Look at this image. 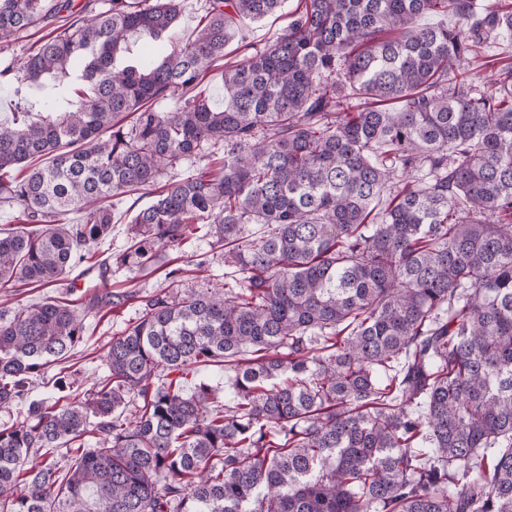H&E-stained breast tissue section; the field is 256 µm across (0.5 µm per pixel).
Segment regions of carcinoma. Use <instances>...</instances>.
Segmentation results:
<instances>
[{"label": "carcinoma", "mask_w": 512, "mask_h": 512, "mask_svg": "<svg viewBox=\"0 0 512 512\" xmlns=\"http://www.w3.org/2000/svg\"><path fill=\"white\" fill-rule=\"evenodd\" d=\"M284 6L206 0L170 55L125 61L133 34L177 38L181 0L54 28L45 0H0L1 45L40 34L0 86L46 106L0 123V202L23 224L0 285L62 282L140 192L130 245L98 266L157 268L206 224L245 274L1 310L0 409L22 420L0 429V512H512V55H486L512 42V0H298L247 42ZM234 41L219 108L201 84ZM218 145L217 170L161 183ZM128 301L103 381L29 399L89 313ZM209 366L232 404L186 385ZM297 0H288L285 4L284 13L278 18H270L260 23H250L248 25V41H251L257 47H263L264 44L275 38L288 23V12L292 11Z\"/></svg>", "instance_id": "cac0c4a2"}]
</instances>
